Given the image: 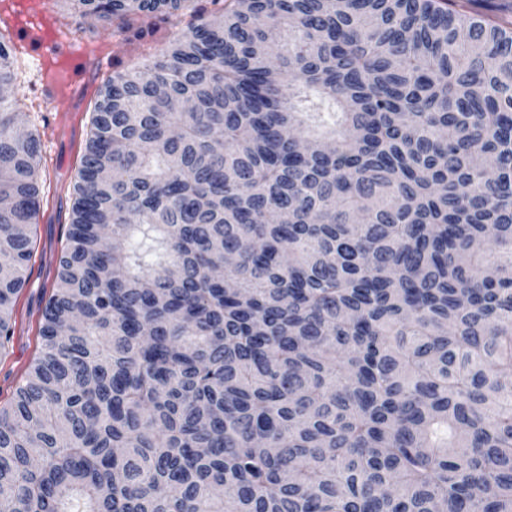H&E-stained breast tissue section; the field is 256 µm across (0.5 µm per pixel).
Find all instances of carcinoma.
Instances as JSON below:
<instances>
[{
    "label": "carcinoma",
    "mask_w": 512,
    "mask_h": 512,
    "mask_svg": "<svg viewBox=\"0 0 512 512\" xmlns=\"http://www.w3.org/2000/svg\"><path fill=\"white\" fill-rule=\"evenodd\" d=\"M15 61L0 349L43 153ZM73 198L0 512H512V0H224L107 81Z\"/></svg>",
    "instance_id": "cac0c4a2"
}]
</instances>
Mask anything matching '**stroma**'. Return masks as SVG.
<instances>
[{
	"label": "stroma",
	"instance_id": "obj_1",
	"mask_svg": "<svg viewBox=\"0 0 512 512\" xmlns=\"http://www.w3.org/2000/svg\"><path fill=\"white\" fill-rule=\"evenodd\" d=\"M223 0H189L186 8L129 16L126 23L88 14L77 0H0V19L22 31L41 32L46 38L68 36L104 61L97 85L109 77L149 64L167 50L188 24H204L222 10ZM66 67L72 82L86 78L81 60L52 57L38 61L26 50L17 54L16 107L29 114L41 135L42 200L34 226V252L27 282L15 303L14 338L0 351V406L8 405L41 351L39 314L55 284L58 256L66 243L73 197L70 184L80 165L89 119L98 99L89 94L78 112L67 111L59 96L44 85L46 70Z\"/></svg>",
	"mask_w": 512,
	"mask_h": 512
}]
</instances>
